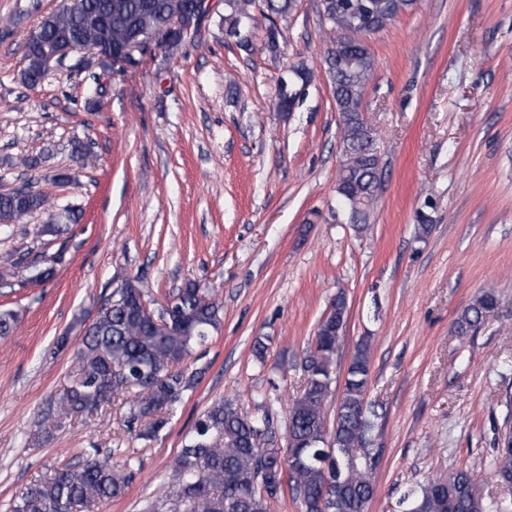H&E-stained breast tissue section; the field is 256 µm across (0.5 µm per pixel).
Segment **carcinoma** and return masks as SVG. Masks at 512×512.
Masks as SVG:
<instances>
[{
	"label": "carcinoma",
	"instance_id": "1",
	"mask_svg": "<svg viewBox=\"0 0 512 512\" xmlns=\"http://www.w3.org/2000/svg\"><path fill=\"white\" fill-rule=\"evenodd\" d=\"M192 2L65 0L59 11L42 18L28 35L21 81L33 85L61 64L54 53L62 43L87 51L103 46L131 48L142 55L145 50L135 38L149 37L168 22L187 27ZM224 4L225 21L235 30L242 19L259 10L268 21L265 46L274 51L280 36L277 19L292 12L295 0H224ZM321 4L330 39L344 43V50L327 62L342 123L337 178L355 185L348 197L361 227L369 223L374 203V151L360 141L356 119L373 71L361 34L377 31L412 11L415 0H321ZM46 207L47 199L31 188L0 193V224H21ZM82 216V210L67 208L53 215L40 232L59 238ZM60 259L55 255L46 266L17 259L11 267L27 271L32 280H46ZM498 305L497 296L490 292L477 296L458 316V332H477L496 317ZM221 309L212 297L201 302L191 282L157 308L132 284L117 290L99 307L82 336L71 385L59 402L53 426L97 408L108 394L123 395L128 397V424L137 425L142 438H155L165 425L164 415L194 386L195 375L187 374L182 364L195 346L219 329ZM332 313L334 321L318 323L302 358L305 384L289 406L286 446L261 447L266 421L243 411L231 399L216 402L195 422L162 495L148 501L144 512H269L270 501L281 494L283 476L300 512H367L379 462L369 444L374 424L367 415L371 344L367 339L356 347L336 406V424L328 433L324 408L342 338L339 326L348 319L345 297H336ZM18 322L17 312L0 309V336L13 332ZM506 438L504 434L499 439L495 474L512 476V446H506ZM282 461L290 462L283 476L278 474ZM130 477L129 462H114L110 453L97 448L80 466L59 468L52 476L25 486L11 512H86L96 502L121 495ZM334 479L339 487L326 489ZM478 487L472 470L457 469L408 490L399 505L402 512H485Z\"/></svg>",
	"mask_w": 512,
	"mask_h": 512
}]
</instances>
